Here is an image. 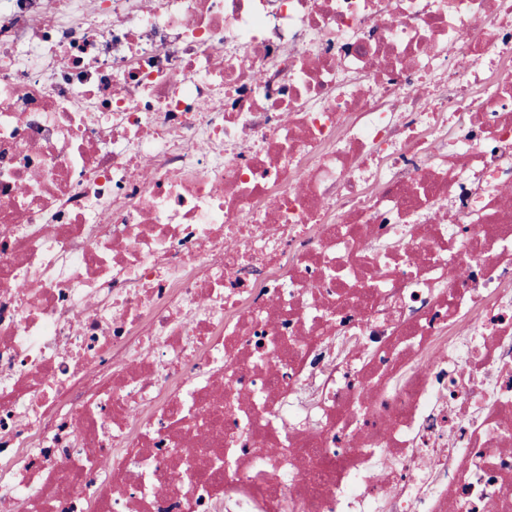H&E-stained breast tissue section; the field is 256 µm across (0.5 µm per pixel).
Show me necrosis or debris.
Returning a JSON list of instances; mask_svg holds the SVG:
<instances>
[{"instance_id": "necrosis-or-debris-1", "label": "necrosis or debris", "mask_w": 512, "mask_h": 512, "mask_svg": "<svg viewBox=\"0 0 512 512\" xmlns=\"http://www.w3.org/2000/svg\"><path fill=\"white\" fill-rule=\"evenodd\" d=\"M512 512V0H0V512Z\"/></svg>"}]
</instances>
